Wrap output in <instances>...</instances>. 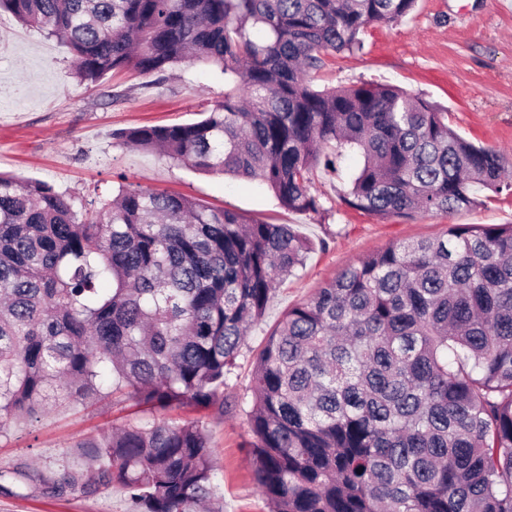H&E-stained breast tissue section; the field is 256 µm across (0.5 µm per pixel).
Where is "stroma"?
<instances>
[{
    "mask_svg": "<svg viewBox=\"0 0 512 512\" xmlns=\"http://www.w3.org/2000/svg\"><path fill=\"white\" fill-rule=\"evenodd\" d=\"M360 50L324 58L318 88L386 84L446 110L449 126L473 143L499 150L512 168V0H416L411 13L387 27L368 26ZM70 49L38 28L0 11V171L48 182L83 200L111 198L119 186L183 194L248 221L290 224L311 241L303 268L281 282L265 315L248 333L224 396L251 402L254 356L288 308L309 299L336 274L390 244L444 236L452 224H512V191L484 189L481 206L450 216L386 217L349 208L341 196L361 163L354 150L328 145L333 167L315 165L310 191L319 213L282 207L256 180L203 173L124 143L122 132L204 119L224 98V82L205 65L161 74L134 67L99 86L73 75ZM174 420L201 418L213 449L217 497L224 512H268L254 477L252 433L242 412L218 417L173 409ZM130 405L70 403L38 419L9 423L0 437V512H136L119 486L75 485L53 492L49 481L84 467L80 441L127 421H150Z\"/></svg>",
    "mask_w": 512,
    "mask_h": 512,
    "instance_id": "35a3bbf8",
    "label": "stroma"
}]
</instances>
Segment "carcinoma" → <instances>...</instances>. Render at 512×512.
Segmentation results:
<instances>
[{"label": "carcinoma", "instance_id": "obj_1", "mask_svg": "<svg viewBox=\"0 0 512 512\" xmlns=\"http://www.w3.org/2000/svg\"><path fill=\"white\" fill-rule=\"evenodd\" d=\"M415 0H0L69 46L97 85L211 65L203 120L123 134L207 173L257 180L317 213L322 147L358 150L343 201L380 217L450 215L512 188L504 158L393 86L317 89L322 55L361 47ZM312 243L179 194L120 186L98 209L0 173V435L15 418L110 398L158 414L86 438L84 481L140 512H224L208 435L167 409L229 408L224 385L277 281ZM255 479L269 512H512V224H450L392 244L289 309L257 352Z\"/></svg>", "mask_w": 512, "mask_h": 512}]
</instances>
